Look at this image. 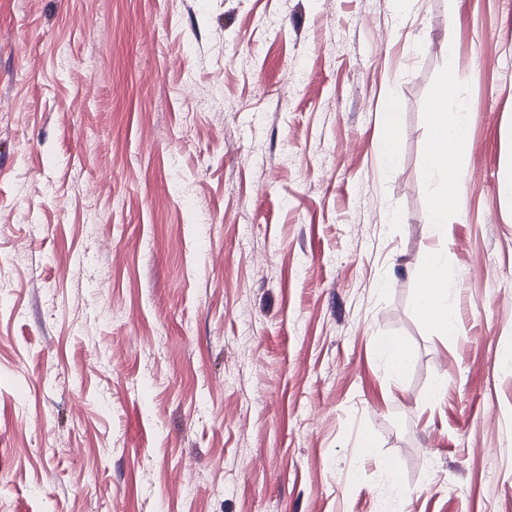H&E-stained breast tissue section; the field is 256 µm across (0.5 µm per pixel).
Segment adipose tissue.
<instances>
[{"label":"adipose tissue","instance_id":"obj_1","mask_svg":"<svg viewBox=\"0 0 512 512\" xmlns=\"http://www.w3.org/2000/svg\"><path fill=\"white\" fill-rule=\"evenodd\" d=\"M458 83L456 75L445 78L432 99L434 110L427 115L430 137L426 162L430 170L447 175L459 164L468 136L467 115L456 94ZM425 263L426 275L419 290L417 308L442 333H456L458 324L448 312V291L452 281L447 263L434 251L427 252Z\"/></svg>","mask_w":512,"mask_h":512}]
</instances>
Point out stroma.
<instances>
[{"label":"stroma","instance_id":"stroma-1","mask_svg":"<svg viewBox=\"0 0 512 512\" xmlns=\"http://www.w3.org/2000/svg\"><path fill=\"white\" fill-rule=\"evenodd\" d=\"M511 171L512 0H0V512H512ZM457 75H449L439 86L432 105L440 112H427L430 137L426 148V162L431 171L443 172L446 183L437 197L431 214L433 224H448V210L456 199V187H452L451 173L458 166L461 151L468 136L467 115L457 98ZM398 121L399 112H397L396 105L391 103L380 115V122L384 133L377 144L379 161L385 169H391L397 163L396 143L391 133L397 126ZM426 275L421 284L417 308L421 315L445 335L458 330L457 321L448 313V290L453 287L444 257L428 251L425 258ZM380 348L388 365L394 371H402L406 366L405 350L397 337H387L380 340Z\"/></svg>","mask_w":512,"mask_h":512}]
</instances>
